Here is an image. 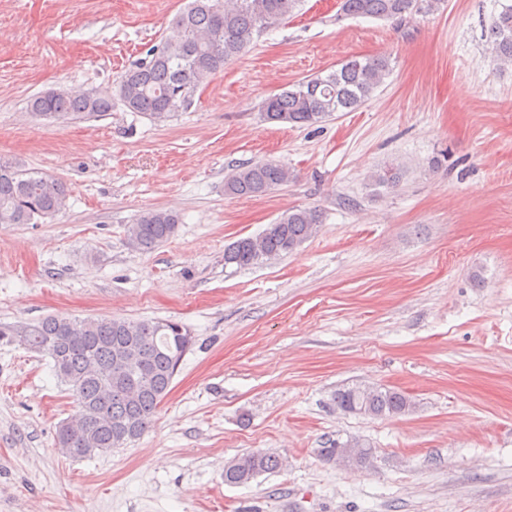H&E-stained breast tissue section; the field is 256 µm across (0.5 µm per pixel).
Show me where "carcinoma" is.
Here are the masks:
<instances>
[{"instance_id":"cac0c4a2","label":"carcinoma","mask_w":512,"mask_h":512,"mask_svg":"<svg viewBox=\"0 0 512 512\" xmlns=\"http://www.w3.org/2000/svg\"><path fill=\"white\" fill-rule=\"evenodd\" d=\"M302 0H190L175 15L160 47L121 77L117 90L75 96L63 89L35 97L37 116L66 120L82 114L112 111V93L131 112L159 124L191 104L197 89L239 58L260 33L279 27ZM444 0H339L340 14L403 20L441 9ZM488 45L493 57L512 62V4L492 16ZM386 56H352L326 74L299 81L261 104L265 120L311 125L336 112H352L369 100L390 75ZM403 169L390 164L372 175L378 185L394 187ZM291 173L275 162L238 165L224 177V194L265 195L288 184ZM69 190L60 178L0 161V224H38L65 211ZM180 224L179 215L146 209L125 226L124 243L132 251H150L168 241ZM322 224L316 208H293L259 234L224 246V266L239 269L265 259L288 255L315 238ZM0 341L18 343L48 356L56 377L71 392L75 415L58 425L56 445L74 459L124 448L151 426L172 380L194 344L191 330L173 320H128L120 317L83 319L47 315L34 324L0 325ZM336 408L367 417L408 413L405 394L370 385L345 386L333 395ZM327 462L362 466L373 455L359 441L336 442L320 450ZM279 458L251 452L224 464V482L247 484L277 470Z\"/></svg>"}]
</instances>
